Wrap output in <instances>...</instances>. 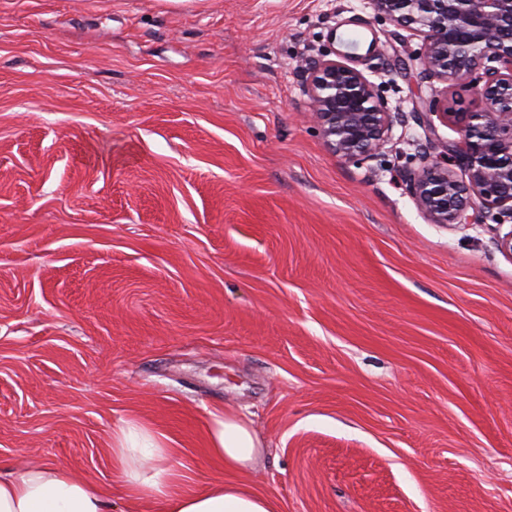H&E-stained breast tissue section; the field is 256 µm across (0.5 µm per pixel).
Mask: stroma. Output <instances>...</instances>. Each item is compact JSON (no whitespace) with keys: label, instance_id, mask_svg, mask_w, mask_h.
I'll list each match as a JSON object with an SVG mask.
<instances>
[{"label":"stroma","instance_id":"1","mask_svg":"<svg viewBox=\"0 0 512 512\" xmlns=\"http://www.w3.org/2000/svg\"><path fill=\"white\" fill-rule=\"evenodd\" d=\"M396 126L344 162L297 69L330 32ZM371 0H0V469L57 461L129 505L112 432L166 435L185 488L278 512H512V255L402 185L475 75L415 86ZM266 451L230 471L212 414Z\"/></svg>","mask_w":512,"mask_h":512}]
</instances>
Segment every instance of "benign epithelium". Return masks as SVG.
<instances>
[{
  "label": "benign epithelium",
  "mask_w": 512,
  "mask_h": 512,
  "mask_svg": "<svg viewBox=\"0 0 512 512\" xmlns=\"http://www.w3.org/2000/svg\"><path fill=\"white\" fill-rule=\"evenodd\" d=\"M377 14L421 41L415 81L446 82L483 69V112H455L463 138L452 148L418 155L402 173L405 190L433 224H467L475 203L502 224L512 220V0H371ZM310 119L339 159H371L402 112L390 108L378 87L348 56L332 49L299 67ZM468 183L457 179L455 168Z\"/></svg>",
  "instance_id": "obj_1"
}]
</instances>
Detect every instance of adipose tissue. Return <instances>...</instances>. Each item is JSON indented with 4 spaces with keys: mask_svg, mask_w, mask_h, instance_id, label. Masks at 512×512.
<instances>
[{
    "mask_svg": "<svg viewBox=\"0 0 512 512\" xmlns=\"http://www.w3.org/2000/svg\"><path fill=\"white\" fill-rule=\"evenodd\" d=\"M208 445L211 456L235 471L252 466L264 453L249 420L233 411L213 415ZM112 456L128 501L149 499L161 512H278L272 497L244 482L182 490L166 437L143 422L129 420L113 431ZM0 512H110V501L94 483L48 461L20 472L0 471Z\"/></svg>",
    "mask_w": 512,
    "mask_h": 512,
    "instance_id": "adipose-tissue-1",
    "label": "adipose tissue"
}]
</instances>
